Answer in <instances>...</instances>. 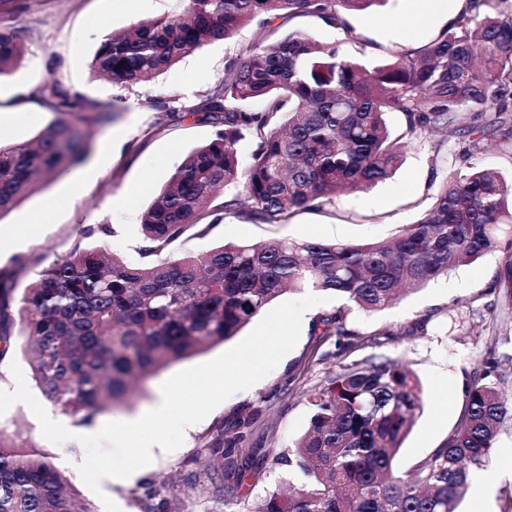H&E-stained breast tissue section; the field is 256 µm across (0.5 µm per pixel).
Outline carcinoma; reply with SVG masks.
<instances>
[{
	"instance_id": "1",
	"label": "carcinoma",
	"mask_w": 512,
	"mask_h": 512,
	"mask_svg": "<svg viewBox=\"0 0 512 512\" xmlns=\"http://www.w3.org/2000/svg\"><path fill=\"white\" fill-rule=\"evenodd\" d=\"M384 0H188L172 17L107 38L93 72L113 84H137L202 46L257 24L253 48L227 62L224 80L193 103L153 106L200 114L218 126L215 138L189 152L168 184L141 213L142 261L132 264L101 246H76L50 263L14 297L15 273L0 272V361L13 347L10 311L19 302L33 378L45 400L82 424L124 404L132 386L171 364L225 342L285 291L311 289L341 306L319 318L347 337L351 307H389L449 271L501 251L498 286L512 304V182L473 163L487 140L483 116L494 114L512 138V6L469 0L453 24L414 52L374 68L343 57L336 44L302 32L278 36L297 17L315 16L352 36L342 11ZM24 42L0 27V77L13 73ZM64 115L38 135L0 146V214L42 180L81 162L85 123L112 121V105L89 117L55 84L40 91ZM260 101L259 110L243 106ZM404 119L393 137L387 114ZM457 129L465 136L457 168L432 206L389 241L318 240L225 243L201 256L168 246L188 231L208 233L221 216L244 214L287 224L299 210H317L337 195L367 189L395 172L413 141ZM253 143L240 166L238 145ZM230 187L236 193L226 196ZM223 198L219 206L211 203ZM503 360L484 359L465 389L461 417L446 444L402 475L394 460L424 397L418 378L399 361L368 358L342 365L305 392L307 431L275 463L299 470L297 486L274 490L263 512H457L472 473L489 465L499 425L512 420L502 395ZM253 422L207 444L222 460ZM0 512H95L65 486L63 475L34 446L0 433Z\"/></svg>"
}]
</instances>
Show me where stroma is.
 Masks as SVG:
<instances>
[{
	"label": "stroma",
	"mask_w": 512,
	"mask_h": 512,
	"mask_svg": "<svg viewBox=\"0 0 512 512\" xmlns=\"http://www.w3.org/2000/svg\"><path fill=\"white\" fill-rule=\"evenodd\" d=\"M432 2L426 10L423 0H386L364 12L345 13L353 31L349 41L341 30L312 16L294 19L288 28L323 43H339L344 55L372 68L437 37L467 4V0ZM184 5V0H10L0 7V27L22 30L26 46L14 72L0 78V146L32 138L56 120V113L38 96L48 84H58L88 105L112 102L120 110L114 122L93 127L82 163L0 214V269H19L18 287H25L52 261L66 257L82 226L109 225L110 235L92 236L91 244L139 262L141 210L167 184L186 154L213 138L212 123L193 116L171 119L151 103L195 100L223 79L228 60L245 53L252 28L242 29L233 39L209 43L150 81L129 87L102 80L90 68L108 35L177 14ZM462 142L461 134L452 133L410 143L393 176L370 189L338 196L318 211L298 212L286 224H255L228 214L208 234L186 235L170 250L202 255L227 242L368 243L391 238L433 204ZM118 198L123 201L119 209L113 205ZM45 210L52 213L49 221L23 238H11L16 225ZM504 262L502 252H492L389 308L371 314L351 310L345 323L360 338L355 349L338 347L328 325L320 323L332 303L317 305L304 313L297 344L276 368L195 424L177 450L159 455L147 469L117 485L100 480L90 470L65 466L61 473L96 512H142L141 500L149 486L155 491V512H224L228 498L238 500L245 512H253L276 486L294 477L273 459L288 451L309 426L306 390L323 384L338 365L368 357L398 360L422 383L423 411L395 460L399 471H410L447 442L464 408L465 385L489 352L512 354V318L499 317L492 292ZM226 349L222 343L173 364L142 383L125 406L99 415V422L137 420L152 409L162 384L174 373L210 361ZM247 417L252 424L245 439L222 467L210 468L205 452L210 437L219 428L234 432L238 421ZM0 429L17 440L35 443L51 461H58L59 445L44 438L27 405L11 406L0 416ZM481 477L489 491L487 503L465 494L461 512H512V499L507 496L512 489V421L501 426Z\"/></svg>",
	"instance_id": "35a3bbf8"
}]
</instances>
